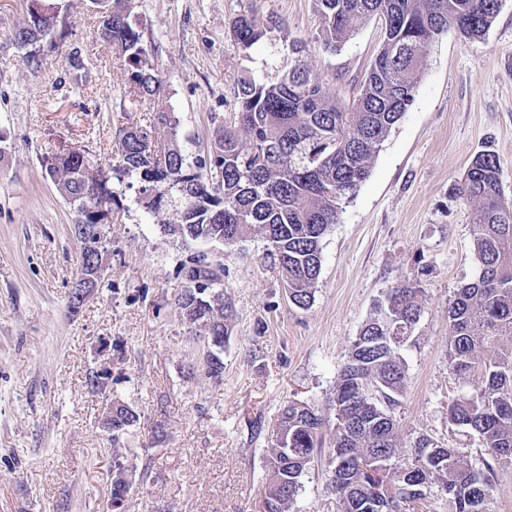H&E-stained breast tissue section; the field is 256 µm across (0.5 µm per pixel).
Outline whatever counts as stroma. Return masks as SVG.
<instances>
[{"instance_id": "obj_1", "label": "stroma", "mask_w": 512, "mask_h": 512, "mask_svg": "<svg viewBox=\"0 0 512 512\" xmlns=\"http://www.w3.org/2000/svg\"><path fill=\"white\" fill-rule=\"evenodd\" d=\"M55 2L65 34L42 42L37 67L14 41L29 0H0V512H112V441L100 425L110 399L140 415L121 438L128 512H255L283 407L325 408L374 302L406 278L424 293L413 341L400 351L401 441L429 437L484 471L480 437L448 418L471 390L448 366V305L478 269L475 207L452 187L491 149L512 206V0H502L483 37L451 29L428 48L413 105L323 239L310 307L290 301L262 240L182 245L162 234L129 189L105 227L112 247L103 285L75 311L68 296L80 269L76 213L41 159L75 147L108 165L124 62L98 41L90 0ZM132 7L190 160L206 154L215 128L232 119L236 77L262 69L265 49L245 54L231 33L244 8L261 22L284 20L289 37L305 42L309 68L335 79L347 102L382 41L371 20L339 52L326 51L313 0H132ZM75 50L97 56L98 68H76ZM191 252L223 264L234 310L219 382L206 377L203 343L176 305V270ZM338 510L329 464L318 461L302 478L295 512Z\"/></svg>"}]
</instances>
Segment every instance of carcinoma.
<instances>
[{
  "label": "carcinoma",
  "instance_id": "obj_1",
  "mask_svg": "<svg viewBox=\"0 0 512 512\" xmlns=\"http://www.w3.org/2000/svg\"><path fill=\"white\" fill-rule=\"evenodd\" d=\"M101 10L99 37L123 58L122 117L147 105L153 119L116 127L117 161L108 170L88 152L50 151L42 167L60 195L76 210L73 230L81 242L80 272L69 298L85 284L99 287L109 222L118 193L112 180L138 185L137 203L147 213L169 215L161 232L182 244L222 242L233 247L259 236L266 258L279 269L292 303L307 308L322 270V240L338 223L342 204L356 195L393 127L414 102L426 50L450 28L467 39L485 35L501 0H314L321 19L319 41L338 52L370 19L381 22L383 39L362 89L346 105L334 88L310 72L306 45L288 39V28L272 15L266 24L245 12L233 24L235 42L250 53L271 49L264 69L248 71L233 84L234 123L218 127L209 152L186 160L178 121L166 106L162 79L147 60L141 24L131 0H92ZM51 3L29 10L15 31L30 64H40V40L55 29ZM454 194L476 207L472 238L478 271L460 286L448 306V365L473 391L452 403L450 422L475 431L495 463L512 466V210L501 200V164L492 150L477 154ZM183 288L177 305L188 328L208 326L218 339L204 352L207 377L221 380L222 354L233 308L224 296V267L205 253L179 262ZM423 289L405 279L376 301L351 344L328 398V420L310 405L291 402L270 440L260 512H290L301 479L322 457L323 429L333 424L329 452L331 483L341 512H391L427 505L430 485L446 495L449 512H490L494 467L473 472L465 456L419 436L407 450L408 464L388 468L402 454L394 410L400 403L405 365L399 349L413 336ZM139 419L130 406L112 414V484L126 472L120 436Z\"/></svg>",
  "mask_w": 512,
  "mask_h": 512
}]
</instances>
